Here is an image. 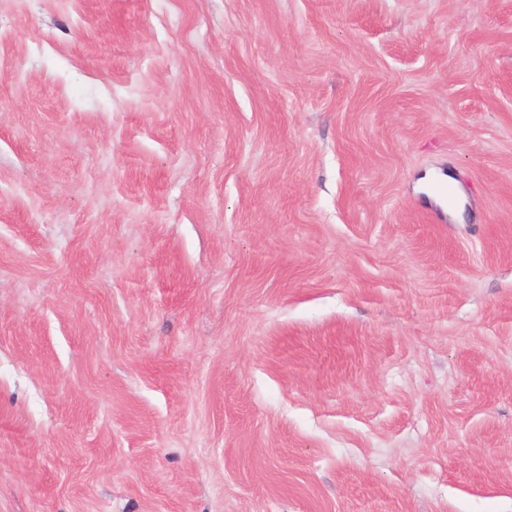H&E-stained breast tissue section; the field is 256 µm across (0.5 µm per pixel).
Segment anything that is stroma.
<instances>
[{
    "label": "stroma",
    "instance_id": "1",
    "mask_svg": "<svg viewBox=\"0 0 512 512\" xmlns=\"http://www.w3.org/2000/svg\"><path fill=\"white\" fill-rule=\"evenodd\" d=\"M0 512H512V0H0Z\"/></svg>",
    "mask_w": 512,
    "mask_h": 512
}]
</instances>
